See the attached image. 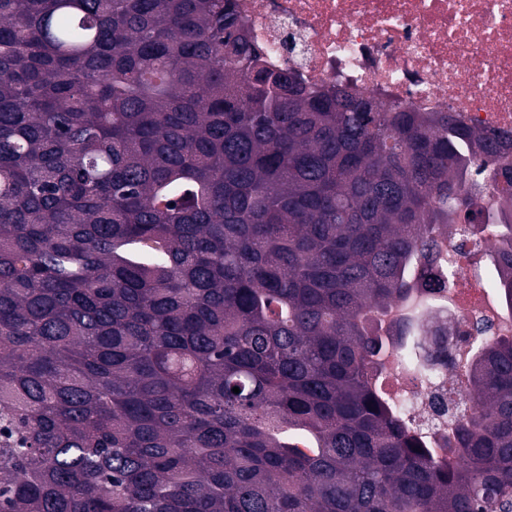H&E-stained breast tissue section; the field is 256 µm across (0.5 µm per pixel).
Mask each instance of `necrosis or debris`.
Returning <instances> with one entry per match:
<instances>
[{
	"instance_id": "necrosis-or-debris-1",
	"label": "necrosis or debris",
	"mask_w": 512,
	"mask_h": 512,
	"mask_svg": "<svg viewBox=\"0 0 512 512\" xmlns=\"http://www.w3.org/2000/svg\"><path fill=\"white\" fill-rule=\"evenodd\" d=\"M268 68H289L311 87L341 86L381 105L452 112L477 130L512 133V0H233ZM436 265L453 271L429 301L417 329L447 348L464 373L466 332L512 334V312L485 286L481 263L467 262L475 244L459 224L438 237ZM447 369L410 373L396 346L380 375L387 396L430 447L448 445L451 420L438 411Z\"/></svg>"
}]
</instances>
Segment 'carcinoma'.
I'll return each mask as SVG.
<instances>
[{
	"mask_svg": "<svg viewBox=\"0 0 512 512\" xmlns=\"http://www.w3.org/2000/svg\"><path fill=\"white\" fill-rule=\"evenodd\" d=\"M506 140L267 69L232 0H0V512H512V336L438 453L372 318L450 224L512 310Z\"/></svg>",
	"mask_w": 512,
	"mask_h": 512,
	"instance_id": "cac0c4a2",
	"label": "carcinoma"
}]
</instances>
